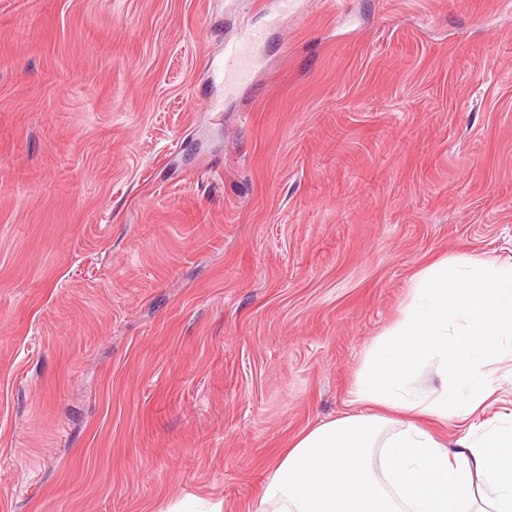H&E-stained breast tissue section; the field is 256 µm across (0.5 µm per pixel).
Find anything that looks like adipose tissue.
I'll list each match as a JSON object with an SVG mask.
<instances>
[{"label":"adipose tissue","instance_id":"1","mask_svg":"<svg viewBox=\"0 0 512 512\" xmlns=\"http://www.w3.org/2000/svg\"><path fill=\"white\" fill-rule=\"evenodd\" d=\"M512 358V261L419 271L397 323L365 351L352 412L284 449L255 512H512V418L478 421ZM432 368L438 386L418 378ZM460 428L435 436L429 421Z\"/></svg>","mask_w":512,"mask_h":512}]
</instances>
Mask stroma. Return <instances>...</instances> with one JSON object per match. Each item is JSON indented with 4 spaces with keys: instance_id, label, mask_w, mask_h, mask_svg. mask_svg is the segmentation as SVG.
<instances>
[{
    "instance_id": "35a3bbf8",
    "label": "stroma",
    "mask_w": 512,
    "mask_h": 512,
    "mask_svg": "<svg viewBox=\"0 0 512 512\" xmlns=\"http://www.w3.org/2000/svg\"><path fill=\"white\" fill-rule=\"evenodd\" d=\"M0 0V512H253L414 275L512 260V0ZM225 52L232 62H236L235 68L227 75L226 82L232 91L245 89L250 83L253 61L246 49L237 46L225 48Z\"/></svg>"
}]
</instances>
